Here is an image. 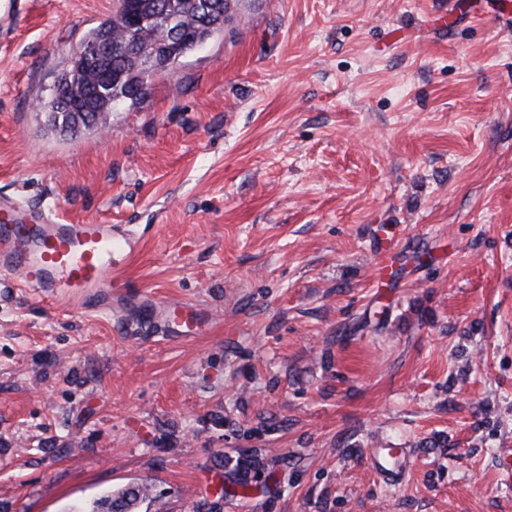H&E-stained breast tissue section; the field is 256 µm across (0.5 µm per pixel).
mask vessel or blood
<instances>
[{
  "label": "vessel or blood",
  "instance_id": "vessel-or-blood-1",
  "mask_svg": "<svg viewBox=\"0 0 512 512\" xmlns=\"http://www.w3.org/2000/svg\"><path fill=\"white\" fill-rule=\"evenodd\" d=\"M119 224H57L12 202H0V279L20 277L25 287L82 308L108 311L112 294L129 282L123 269L138 251ZM147 322L171 328L179 321L170 306L147 304Z\"/></svg>",
  "mask_w": 512,
  "mask_h": 512
}]
</instances>
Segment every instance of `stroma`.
<instances>
[{
  "label": "stroma",
  "instance_id": "1",
  "mask_svg": "<svg viewBox=\"0 0 512 512\" xmlns=\"http://www.w3.org/2000/svg\"><path fill=\"white\" fill-rule=\"evenodd\" d=\"M231 5L74 135L47 104L115 0L0 33V198L140 242L126 308L0 285V512H512V0ZM184 53L174 50L172 48L164 47L163 49H156L143 57L139 54V85L136 88L138 92H143L147 89L149 82L174 71L181 59L185 57ZM144 59L143 61H140ZM143 318L148 323H158L163 324L164 326H168L171 329H175V327L181 326L180 316L178 315L175 308L172 306H163V305H155L152 303L147 304L143 308ZM176 314V317L173 318V314ZM147 491V486L139 485V495L128 501L127 511L121 509L124 504H118L116 500L112 501L113 497L124 494L123 488H120L96 499L92 510L87 512H138V506L147 498Z\"/></svg>",
  "mask_w": 512,
  "mask_h": 512
}]
</instances>
